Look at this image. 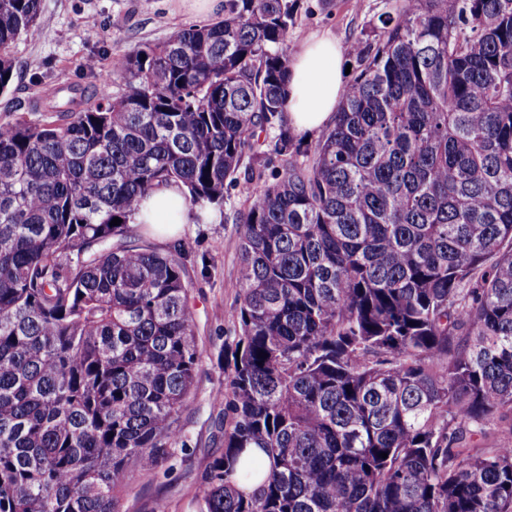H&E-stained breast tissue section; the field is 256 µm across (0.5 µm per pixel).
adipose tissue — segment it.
Wrapping results in <instances>:
<instances>
[{"label": "adipose tissue", "instance_id": "1", "mask_svg": "<svg viewBox=\"0 0 512 512\" xmlns=\"http://www.w3.org/2000/svg\"><path fill=\"white\" fill-rule=\"evenodd\" d=\"M342 48L328 34L303 41L290 58L287 121L300 138L328 126L345 91ZM177 186L156 189L141 204L134 223L144 225L158 243L176 240L183 225L207 222L209 214L182 205Z\"/></svg>", "mask_w": 512, "mask_h": 512}]
</instances>
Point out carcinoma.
<instances>
[{
	"instance_id": "1",
	"label": "carcinoma",
	"mask_w": 512,
	"mask_h": 512,
	"mask_svg": "<svg viewBox=\"0 0 512 512\" xmlns=\"http://www.w3.org/2000/svg\"><path fill=\"white\" fill-rule=\"evenodd\" d=\"M38 18L0 0V92ZM381 23L313 145L285 117L293 0H224L119 56L116 93L62 86L0 124V512H120L168 460L201 357L187 249L131 219L170 184L222 206L246 156L200 512H512V0Z\"/></svg>"
}]
</instances>
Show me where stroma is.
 <instances>
[{"mask_svg": "<svg viewBox=\"0 0 512 512\" xmlns=\"http://www.w3.org/2000/svg\"><path fill=\"white\" fill-rule=\"evenodd\" d=\"M393 0H298L290 45L312 35L329 34L343 50L345 63L356 64V39L378 40L381 14L394 10ZM39 33L9 47L13 79L0 93V123L13 120L18 109L40 120L32 105L48 98L57 83L68 82L91 92L99 76L121 54L142 43L163 41L196 19L181 0H40ZM95 69H87V58ZM246 176L225 186L224 205L207 224H188L181 234L189 253L192 282L188 307L201 352L194 388L178 419V434L168 461L150 472H134L122 501V512H199L200 478L223 450L213 409L214 393L225 387L230 369L226 353L237 333V224L245 208Z\"/></svg>", "mask_w": 512, "mask_h": 512, "instance_id": "obj_1", "label": "stroma"}]
</instances>
